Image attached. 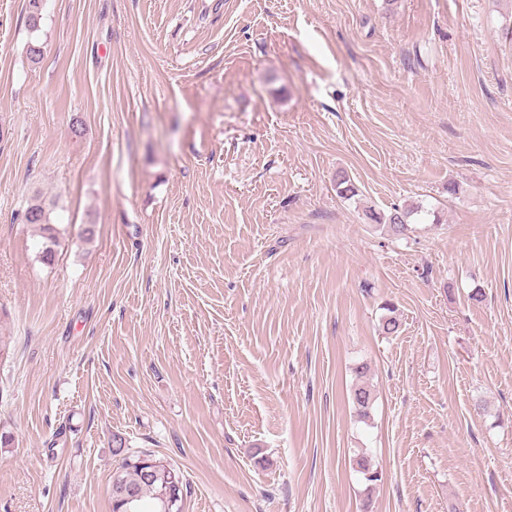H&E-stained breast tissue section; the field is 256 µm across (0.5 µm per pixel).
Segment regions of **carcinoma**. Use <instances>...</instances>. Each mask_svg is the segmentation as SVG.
Instances as JSON below:
<instances>
[{
	"label": "carcinoma",
	"mask_w": 512,
	"mask_h": 512,
	"mask_svg": "<svg viewBox=\"0 0 512 512\" xmlns=\"http://www.w3.org/2000/svg\"><path fill=\"white\" fill-rule=\"evenodd\" d=\"M43 0H27L26 25L30 31L36 32L41 27ZM50 209L46 203L39 199L30 202L24 213V220L28 224L38 225L47 242L41 252L40 258L44 263H51L54 259L52 245L56 243V229L50 223ZM416 212L414 208L393 207L387 214L369 212L367 217L376 224L386 226L394 235H402L408 230L409 218ZM351 400L357 415L365 419L369 417L372 403L370 386L362 382L355 386L351 393ZM138 456L126 457L121 467L112 476L111 496L112 512H160V484L151 483L144 479L141 467L137 465Z\"/></svg>",
	"instance_id": "1"
}]
</instances>
